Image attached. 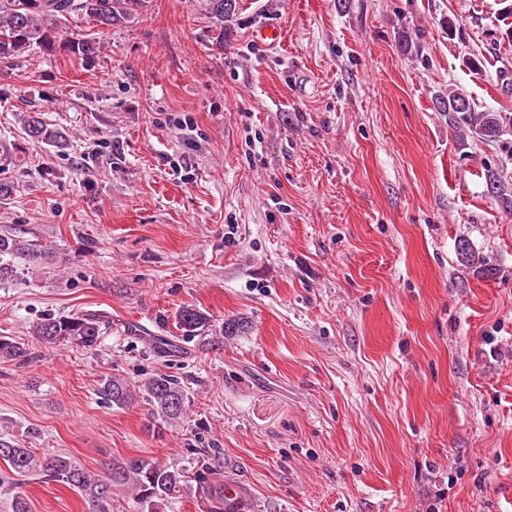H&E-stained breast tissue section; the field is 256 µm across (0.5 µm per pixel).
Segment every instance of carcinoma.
<instances>
[{"label": "carcinoma", "instance_id": "carcinoma-1", "mask_svg": "<svg viewBox=\"0 0 512 512\" xmlns=\"http://www.w3.org/2000/svg\"><path fill=\"white\" fill-rule=\"evenodd\" d=\"M146 0H7L0 4V63L21 62L33 44L47 52L61 42L67 50L87 61L100 53L97 41L63 32L61 24L73 15L88 18L103 29L121 23ZM215 19L216 41L224 45V23L232 21L235 0H205ZM439 109L448 113L450 125L465 136L480 141L495 142L512 133L503 117L496 112L478 111L468 93L457 85L448 86V96L439 98ZM28 137L56 149L67 148L70 136L58 127L42 120L40 113L29 112L21 118ZM486 184L503 207L512 211V191L502 180L498 170L489 168ZM7 254L34 261L42 253L14 235H0V255ZM109 326L102 316L94 313H75L69 316H47L33 327L34 335L49 347L77 346L93 350ZM210 327L209 316L194 305H187L176 316V328L186 336L204 334ZM243 329V321L227 319L220 335L207 338L211 350L224 347V337L235 336ZM130 336L142 340L154 353L173 357L181 352L176 336H145L133 326ZM25 353L22 343L9 336H0V360L13 361ZM98 393L105 403L117 408L129 407L141 400L151 405L161 420L172 424L186 413L188 395L185 387L173 377L156 374L137 384L112 374L100 383ZM0 460L8 463L14 477L27 478L43 475L78 491L92 505V512H112V489L124 488L133 512H164L169 501L184 494H192L191 481L199 484L209 512H239L241 503L224 497V484L202 475L192 478L187 469L165 465L149 458H132L112 462L107 476L95 474L58 454L39 455L25 448L15 438L0 433Z\"/></svg>", "mask_w": 512, "mask_h": 512}]
</instances>
